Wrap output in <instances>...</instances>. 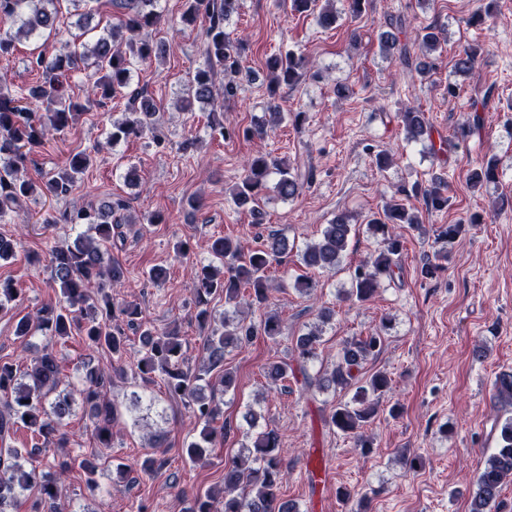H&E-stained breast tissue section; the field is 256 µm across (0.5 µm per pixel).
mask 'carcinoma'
Here are the masks:
<instances>
[{"mask_svg": "<svg viewBox=\"0 0 512 512\" xmlns=\"http://www.w3.org/2000/svg\"><path fill=\"white\" fill-rule=\"evenodd\" d=\"M63 0H0V20L16 25L12 33H0V58L13 53L15 42L41 36L54 29ZM160 0H110L115 22L103 28L93 44H75L72 48L48 55L41 51L31 57V69L42 72L44 81L28 91L15 90L0 83V219L23 207V202L37 193L35 183L27 178L28 166L44 147L54 131H61L76 117L89 111L95 102L122 95L127 97V116L112 123L107 143L141 137L153 128L156 116L154 98L131 88L133 70L140 63L164 55L160 41L141 38L142 30L160 25L163 14ZM294 11L314 14L323 28L336 24V11L330 0H291ZM240 0H185L180 16L184 26H192L200 17L207 20L204 30L205 65L198 69L193 81L183 93L181 102L189 110L196 103L213 106L217 96L234 98L238 90L235 77L242 74L245 43L234 39L225 29V22L238 12ZM404 22L391 18L387 30L379 35L386 56L397 57L408 66L423 73L427 63L412 57L411 50L433 52L441 45L442 30L428 25L418 30L410 44L401 42ZM482 48L471 44L460 51L453 63L456 73L466 75L475 66ZM269 72L267 90L275 97L283 86H293L303 77L306 61L302 54L292 50L279 52L266 60ZM84 72V82L76 94L69 83L77 71ZM282 120L276 104H271L268 120L243 130L246 136H261L267 126ZM406 140H427L429 151L436 161L447 152L448 142L435 144L431 126L425 114L407 109L402 113ZM92 164L86 152L74 154L64 168L47 177L44 194L65 198L82 179ZM277 176L275 191L282 199H292L299 192V183L288 163L269 154L253 157L245 173L231 192L237 208L251 215L260 213L259 201L272 176ZM498 177L495 156L469 169L467 181L471 188L479 189L496 181ZM443 173L433 170L426 184H416L412 192L422 197L427 211H441L448 207L444 195ZM127 210L122 198L103 201L69 212L60 217L47 216L45 224L64 222L73 226L88 224L96 236L78 235L73 241L57 242L48 249L51 282L59 288L61 300L48 303L17 320L14 335L25 341L35 333L64 339L78 330L88 346L106 350L112 357V369L86 364L81 388L61 389L64 374L56 355L48 348L37 352L29 364L20 367L0 360V512H18V504L25 492L37 491L32 512H62L59 504L58 480L72 465H77L87 477V483L96 484L99 459L94 455L79 454L71 461L59 463L58 469L35 465L45 444L55 443L63 448L68 442L62 431L63 422L71 415L76 399H81L89 417L92 433L101 448L112 447L113 423L118 419V406L108 397L112 378L126 375L123 365L126 355V329L139 335L140 358L136 374L144 383L160 379L169 396L182 399L196 420L202 424L199 437L185 448L186 458L197 462L224 440V429L213 424L222 418V409L216 402V385L224 392L236 388V376L224 367L226 353L257 336L275 341L282 335V322L271 312L255 325L237 317L241 303L265 309L270 305L271 288L267 270L272 262L288 255L289 244L284 237L272 234L259 248L244 249L230 237H218L210 246L212 262L197 268L193 295L195 320L200 329H209L211 311L209 303L216 296L224 297V305L232 312L224 314V329H210L205 337L207 371L220 369L219 383L207 380L202 373L184 368V343L177 328L159 331L139 320L140 310L131 304L115 301L112 288L125 277V269L110 255L108 246L122 238L121 226L127 220L121 212ZM420 213L392 199L381 211L371 215L368 229L378 241V248L368 260L351 275V288L347 299L366 302L374 297L384 279L394 273L404 241L396 228L404 224H420ZM353 224L351 216L341 213L324 225L319 238L306 245L300 254L301 263L310 270H333L340 265L347 250ZM95 283L98 297L87 293L89 284ZM19 297L18 289L10 279H0V310L9 307ZM335 310L324 307L319 313L321 325L311 326L295 337L293 360L301 372L317 358L322 342V325L330 322ZM391 319L382 322V328L366 336L345 340L336 355V363L315 376L305 377L307 389L318 392H352L350 400L333 406L326 424L336 432L353 437L362 448L371 447L365 429L379 414V398L391 383L389 375L381 370L360 380L358 372L364 363L374 359L384 344L383 328ZM498 400L512 405V372L499 373L495 382ZM24 427L42 445L32 448H11L7 439ZM247 451L240 453L224 465V483L194 495L192 512H299L296 504L283 497L281 481V448L273 430L246 434ZM512 480V417L500 427L498 444L488 456L475 483L468 489L469 512H494L501 487Z\"/></svg>", "mask_w": 512, "mask_h": 512, "instance_id": "obj_1", "label": "carcinoma"}]
</instances>
